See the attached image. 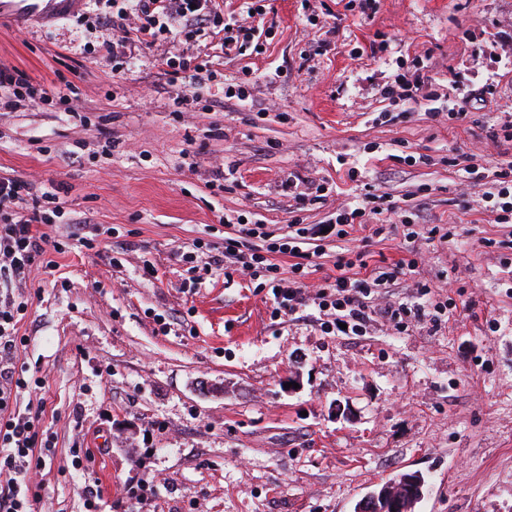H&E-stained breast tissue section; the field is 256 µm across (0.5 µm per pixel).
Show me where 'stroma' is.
<instances>
[{
    "instance_id": "stroma-1",
    "label": "stroma",
    "mask_w": 512,
    "mask_h": 512,
    "mask_svg": "<svg viewBox=\"0 0 512 512\" xmlns=\"http://www.w3.org/2000/svg\"><path fill=\"white\" fill-rule=\"evenodd\" d=\"M346 3L266 0L262 49L238 57L216 29L198 35L189 51L218 75L184 112L160 47H132L115 75L84 53L75 18L0 20V64L68 80L82 100L76 118L31 99L0 109V178L37 196L61 186L60 224L88 219L93 238L56 235L19 324L56 448L36 512H83L77 490L94 479L144 482L132 512H354L414 471L415 512H512V231L480 201L490 134L512 120V0H378L369 16ZM380 33L389 48L374 58ZM425 53L464 123L382 97ZM241 81L248 100L226 99ZM461 155L471 174L449 166ZM353 168L394 200L414 192L420 220L450 230L421 245L415 273L455 303L440 325L328 335L311 308L272 320L242 273L201 278L174 259L223 247L228 214L326 221ZM292 182L339 190L301 204ZM75 448L92 453L87 473L71 468Z\"/></svg>"
}]
</instances>
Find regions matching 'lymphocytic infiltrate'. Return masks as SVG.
Here are the masks:
<instances>
[{"instance_id":"1","label":"lymphocytic infiltrate","mask_w":512,"mask_h":512,"mask_svg":"<svg viewBox=\"0 0 512 512\" xmlns=\"http://www.w3.org/2000/svg\"><path fill=\"white\" fill-rule=\"evenodd\" d=\"M97 6L95 22L110 31L111 39L99 44V57L110 60L113 73H120L126 48L132 44L161 45L160 66L170 83L192 88L216 78L207 61H196L180 50L202 29L222 28L226 34L225 51L236 48L239 40H250L253 28L247 21L254 8L244 0L240 12L223 16L214 0H91ZM12 87L15 98L58 101L68 112H75L79 94L75 85L47 89L23 72L0 68V88ZM387 98L401 97L416 103L428 102L427 114H440L435 103L440 96L432 78L423 67L412 76L397 75L393 85L384 89ZM53 193L32 197L28 183L15 178H0V512H35L41 499V483L35 477L44 471L54 456L52 448L41 442L44 410L21 405L24 394L41 390L43 380L24 376L16 368L26 343L19 324L28 308L23 288L32 280L40 257L53 240L45 227L51 218L46 211ZM483 208L493 214L495 223H512V160L496 163L490 186L481 195ZM397 207L386 195L366 194L362 200H347L336 208L328 223H294L284 238H276L268 225L243 224L234 238L224 241V267L248 271L258 288L271 302L270 316L278 319L293 315L300 308L313 306L322 315L321 327L329 335H364L375 320L389 323L395 330L425 320L438 322L445 316L448 303L433 292L430 284L417 280L410 296L394 300L393 294L407 272L417 265L415 242L447 241L439 226L414 228L408 219H397ZM400 222L409 244L405 257L369 267L366 261L340 258L333 280L318 287L297 279L296 273L313 266L323 257V241L342 240L355 232L380 235L381 225ZM291 257V276H284L274 254Z\"/></svg>"}]
</instances>
